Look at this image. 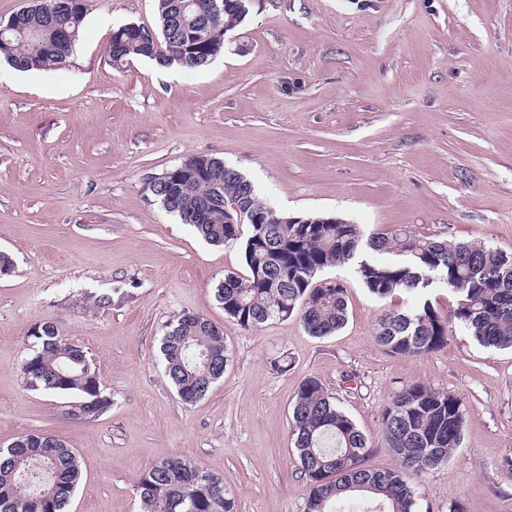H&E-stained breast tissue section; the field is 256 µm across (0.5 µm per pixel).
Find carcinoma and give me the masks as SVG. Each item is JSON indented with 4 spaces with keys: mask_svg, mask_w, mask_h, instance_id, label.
Returning a JSON list of instances; mask_svg holds the SVG:
<instances>
[{
    "mask_svg": "<svg viewBox=\"0 0 512 512\" xmlns=\"http://www.w3.org/2000/svg\"><path fill=\"white\" fill-rule=\"evenodd\" d=\"M239 0H224L212 12L208 0H158V29L141 26L110 40L116 65L131 57L201 69L221 52L222 36L247 16ZM84 4L45 0L21 24L0 21V54L21 71L47 70L66 63L77 38L58 35V28L78 31ZM218 173L219 198L238 203L249 234L224 222V212L210 210L205 176L174 177V192L165 198L150 189L166 211L212 245L243 240L247 273H227L214 287L224 316L253 331L271 320L294 314L314 337L329 336L347 321L346 285L336 278L329 287L318 274L356 261L359 280L375 297L414 293L438 282L456 299L454 317L488 348L512 349V253L484 243H448L401 230L391 236L364 237L357 224L333 217H307L305 223L270 212L254 186L224 161L208 158ZM261 218L254 224L252 219ZM394 253L397 261L362 257L365 250ZM31 353L20 363L25 385L36 391L76 397L73 407L84 419H95L112 405L87 352L61 336L51 322L32 332ZM377 342L388 352L419 356L448 344V319L427 301L405 311L385 314ZM165 373L185 405L204 398L224 375L228 355L224 332L209 319L184 313L162 339ZM388 448L401 460L398 468L370 469L366 436L315 377L305 379L292 401L291 437L299 470L309 492L304 512H338L336 504L350 493L366 494L375 512H416L409 473H424L446 461L460 446L466 423L463 399L422 383L406 385L381 416ZM82 471L72 449L44 432L22 434L0 448V512H67ZM143 512H237L222 478L205 467L166 457L145 471L136 485Z\"/></svg>",
    "mask_w": 512,
    "mask_h": 512,
    "instance_id": "carcinoma-1",
    "label": "carcinoma"
}]
</instances>
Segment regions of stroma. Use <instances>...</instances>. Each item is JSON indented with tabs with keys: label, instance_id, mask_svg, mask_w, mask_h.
Instances as JSON below:
<instances>
[{
	"label": "stroma",
	"instance_id": "obj_1",
	"mask_svg": "<svg viewBox=\"0 0 512 512\" xmlns=\"http://www.w3.org/2000/svg\"><path fill=\"white\" fill-rule=\"evenodd\" d=\"M157 0H85L63 67H0V448L47 432L78 455L68 512H142L141 475L165 455L224 480L238 512H303L292 399L318 378L367 436L372 469L399 467L381 414L421 382L468 415L448 461L413 477L418 512H512V349L479 344L436 284L442 349L378 345L380 318L416 297L379 299L353 265L347 322L317 338L299 316L246 331L213 296L245 273L241 243L214 246L168 213L150 179L192 156L221 159L294 217H336L364 234L407 228L512 252V0H252L204 69L113 65V30L158 26ZM185 312L224 332L221 380L191 406L159 359ZM51 321L91 357L111 407L88 421L26 387L31 332Z\"/></svg>",
	"mask_w": 512,
	"mask_h": 512
}]
</instances>
